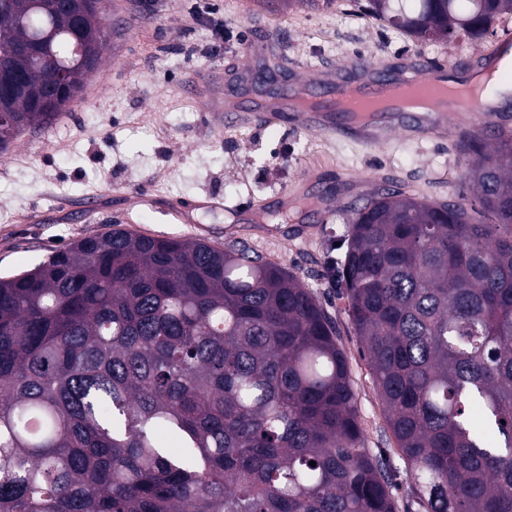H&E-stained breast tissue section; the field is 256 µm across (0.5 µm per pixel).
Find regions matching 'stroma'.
Instances as JSON below:
<instances>
[{
  "instance_id": "stroma-1",
  "label": "stroma",
  "mask_w": 512,
  "mask_h": 512,
  "mask_svg": "<svg viewBox=\"0 0 512 512\" xmlns=\"http://www.w3.org/2000/svg\"><path fill=\"white\" fill-rule=\"evenodd\" d=\"M196 2L105 0L109 42L98 71L49 127L24 131L0 153V277L115 229L221 248L244 242L296 274L335 321L363 446L384 462L395 512H419L333 268L344 256L352 197L393 186L445 198L466 189L467 161L453 140L421 139L410 128L364 143L306 129L294 112L225 124L199 111L183 84L258 65L249 53L256 45L287 61L292 76L344 69L355 58L390 66L412 54L455 65L512 42V16L486 38L432 44L362 14L358 0L319 10L288 0L275 11L262 0H209L224 20V43L203 56L212 33L195 21ZM286 190L292 197L283 207ZM325 192L335 211L323 221L313 200ZM205 195L221 198L222 208L193 211L185 224L168 216L169 203Z\"/></svg>"
}]
</instances>
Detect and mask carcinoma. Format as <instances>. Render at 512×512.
Here are the masks:
<instances>
[{
  "instance_id": "cac0c4a2",
  "label": "carcinoma",
  "mask_w": 512,
  "mask_h": 512,
  "mask_svg": "<svg viewBox=\"0 0 512 512\" xmlns=\"http://www.w3.org/2000/svg\"><path fill=\"white\" fill-rule=\"evenodd\" d=\"M32 2L9 0L0 53L46 44L74 91L63 110L93 71L64 9ZM407 2L365 12L420 42L512 15ZM88 26L99 65L106 25ZM14 70L1 152L57 116L34 106L53 70L32 54ZM454 146L473 199L373 192L335 277L424 512H512V133ZM337 336L298 276L241 243L115 229L0 278V512H395Z\"/></svg>"
}]
</instances>
